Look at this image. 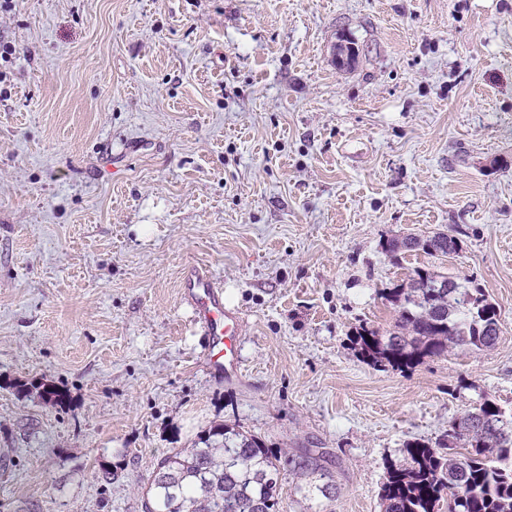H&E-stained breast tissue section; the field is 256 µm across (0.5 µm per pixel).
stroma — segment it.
Here are the masks:
<instances>
[{"mask_svg": "<svg viewBox=\"0 0 512 512\" xmlns=\"http://www.w3.org/2000/svg\"><path fill=\"white\" fill-rule=\"evenodd\" d=\"M0 46V512H143L224 425L383 512L408 443L512 409V0H0ZM437 229L458 254L381 250ZM194 262L245 316L239 380L198 365ZM423 265L498 305L496 345L367 365L355 327L394 332L380 291Z\"/></svg>", "mask_w": 512, "mask_h": 512, "instance_id": "stroma-1", "label": "stroma"}]
</instances>
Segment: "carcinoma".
Wrapping results in <instances>:
<instances>
[{"instance_id":"carcinoma-1","label":"carcinoma","mask_w":512,"mask_h":512,"mask_svg":"<svg viewBox=\"0 0 512 512\" xmlns=\"http://www.w3.org/2000/svg\"><path fill=\"white\" fill-rule=\"evenodd\" d=\"M380 246L398 264L408 252L456 254L461 241L435 232L385 238ZM438 280L452 288L425 287ZM381 297L398 312L397 331L384 336L362 324L353 333L360 356L375 368L410 369L456 349L492 348L498 340V307L456 277L416 267ZM407 454L406 464L387 469L379 493L384 512H512V411L485 399L450 421L435 446L413 443ZM289 463L312 477L305 497L327 507L335 487L323 457L306 454ZM281 481V458L262 439L217 427L195 447L156 462L143 490L145 512H280Z\"/></svg>"}]
</instances>
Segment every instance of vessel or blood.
Masks as SVG:
<instances>
[{"label":"vessel or blood","mask_w":512,"mask_h":512,"mask_svg":"<svg viewBox=\"0 0 512 512\" xmlns=\"http://www.w3.org/2000/svg\"><path fill=\"white\" fill-rule=\"evenodd\" d=\"M181 288L182 298L191 308L203 338L200 364L208 374L221 379L238 376L242 313L225 305L220 285L207 266L189 265L183 273Z\"/></svg>","instance_id":"1"}]
</instances>
